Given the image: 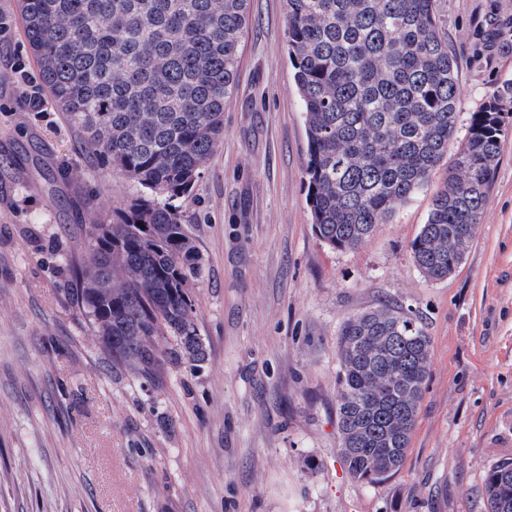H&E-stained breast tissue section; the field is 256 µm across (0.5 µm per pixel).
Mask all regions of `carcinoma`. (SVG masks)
I'll use <instances>...</instances> for the list:
<instances>
[{
  "mask_svg": "<svg viewBox=\"0 0 512 512\" xmlns=\"http://www.w3.org/2000/svg\"><path fill=\"white\" fill-rule=\"evenodd\" d=\"M436 0H287L288 54L305 112L308 201L319 238L352 250L395 206L428 186L457 130V59ZM247 0H20L23 34L59 111L95 156L141 195L70 262L68 299L116 369L155 380L203 345L193 288L203 257L177 198L224 137ZM505 109L471 113L467 137L433 195L411 254L428 279L464 262L485 208ZM132 336H142L131 345ZM339 454L355 480L378 484L409 448L429 369L423 325L382 305L338 337ZM487 512H512V461L490 468Z\"/></svg>",
  "mask_w": 512,
  "mask_h": 512,
  "instance_id": "obj_1",
  "label": "carcinoma"
}]
</instances>
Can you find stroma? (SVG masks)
Wrapping results in <instances>:
<instances>
[{"label":"stroma","mask_w":512,"mask_h":512,"mask_svg":"<svg viewBox=\"0 0 512 512\" xmlns=\"http://www.w3.org/2000/svg\"><path fill=\"white\" fill-rule=\"evenodd\" d=\"M471 112L512 109V0H437ZM21 26L0 45V512H487L488 470L512 461V135L464 264L438 281L410 244L428 188L358 248L312 230L307 136L286 0H248L224 140L177 199L205 262L197 366L149 382L113 368L66 295L61 256L138 194L63 112L14 80ZM389 304L423 324L430 365L402 468L353 480L338 453L337 336Z\"/></svg>","instance_id":"35a3bbf8"}]
</instances>
